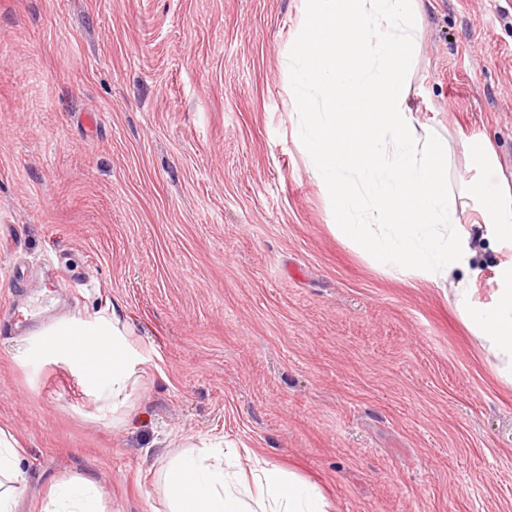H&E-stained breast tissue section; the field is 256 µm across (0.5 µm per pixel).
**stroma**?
Segmentation results:
<instances>
[{
    "mask_svg": "<svg viewBox=\"0 0 512 512\" xmlns=\"http://www.w3.org/2000/svg\"><path fill=\"white\" fill-rule=\"evenodd\" d=\"M302 0H0V429L15 512L95 482L169 512L163 473L224 440L332 512H512V384L452 305L345 239L288 96ZM409 101L462 224L512 183V0H426ZM489 141L495 165L464 153ZM481 181L484 198L471 195ZM32 311L5 331L10 293ZM119 317L117 413L42 329ZM23 482L19 449L11 435L0 430V512H14L16 497Z\"/></svg>",
    "mask_w": 512,
    "mask_h": 512,
    "instance_id": "35a3bbf8",
    "label": "stroma"
}]
</instances>
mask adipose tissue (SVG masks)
I'll list each match as a JSON object with an SVG mask.
<instances>
[{
	"label": "adipose tissue",
	"instance_id": "adipose-tissue-1",
	"mask_svg": "<svg viewBox=\"0 0 512 512\" xmlns=\"http://www.w3.org/2000/svg\"><path fill=\"white\" fill-rule=\"evenodd\" d=\"M308 34L291 53L288 95L301 117L309 166L335 204L349 241L402 272L447 281L470 270L485 239L512 247V190H499L480 222L463 228L447 189L448 144L419 132L408 102V73L421 32L424 0H309ZM350 51L336 63V47ZM492 302L473 299L472 281L457 282L454 304L512 382V261L496 268ZM39 351L62 357L81 374L101 410L126 402L138 359L120 319H74L50 330ZM223 443L185 450L164 473L169 512H328L318 488L256 461L229 470ZM24 482L19 450L0 431V512H14ZM44 512H104L93 481L57 486Z\"/></svg>",
	"mask_w": 512,
	"mask_h": 512
}]
</instances>
